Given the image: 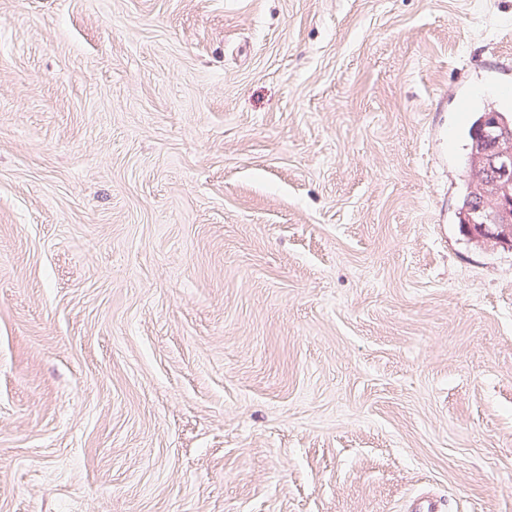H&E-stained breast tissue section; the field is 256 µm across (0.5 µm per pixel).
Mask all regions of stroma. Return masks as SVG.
<instances>
[{"instance_id": "obj_1", "label": "stroma", "mask_w": 512, "mask_h": 512, "mask_svg": "<svg viewBox=\"0 0 512 512\" xmlns=\"http://www.w3.org/2000/svg\"><path fill=\"white\" fill-rule=\"evenodd\" d=\"M489 109L512 0H0V512H512ZM495 112L502 120V124L498 119L496 121L483 124L480 130V136L489 142H498L500 130L503 125L504 143H512V114L497 111L478 112L474 121L469 128V137L471 140L470 151L467 154L466 168L468 174V182L465 192L461 198L458 208L459 223L465 226L469 224L472 218L478 219L481 212L492 210L497 201L499 186L490 177L485 159L481 152L482 145L474 139L473 131L487 119L490 113ZM476 142V149L474 145Z\"/></svg>"}]
</instances>
